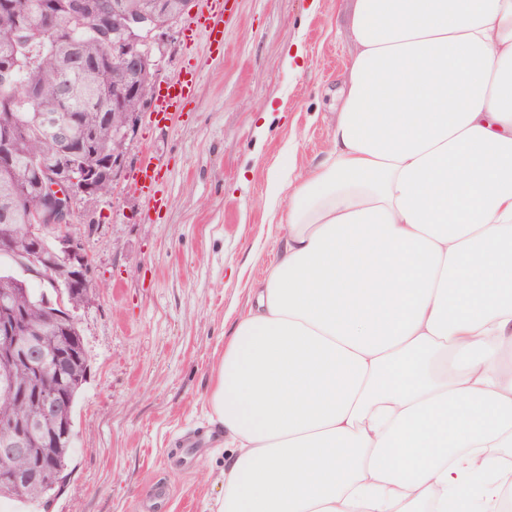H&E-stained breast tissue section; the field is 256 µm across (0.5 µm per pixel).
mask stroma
Returning a JSON list of instances; mask_svg holds the SVG:
<instances>
[{
    "label": "stroma",
    "mask_w": 512,
    "mask_h": 512,
    "mask_svg": "<svg viewBox=\"0 0 512 512\" xmlns=\"http://www.w3.org/2000/svg\"><path fill=\"white\" fill-rule=\"evenodd\" d=\"M230 0L224 49L176 24L160 44L154 89L199 69L184 112L156 125L140 112L111 191L75 205L73 233L91 259L92 294L76 313L91 373L74 406L76 446L49 508L0 512H210L223 490L224 442L208 390L232 320L275 260L279 206L269 172L320 159L352 48L350 0ZM304 62L287 64L291 49ZM283 115L261 126L268 102ZM162 168L163 203L131 186L144 156Z\"/></svg>",
    "instance_id": "1"
}]
</instances>
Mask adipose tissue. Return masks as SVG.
I'll return each instance as SVG.
<instances>
[{"label": "adipose tissue", "instance_id": "1", "mask_svg": "<svg viewBox=\"0 0 512 512\" xmlns=\"http://www.w3.org/2000/svg\"><path fill=\"white\" fill-rule=\"evenodd\" d=\"M323 158L213 369L215 512H502L512 0H354Z\"/></svg>", "mask_w": 512, "mask_h": 512}]
</instances>
